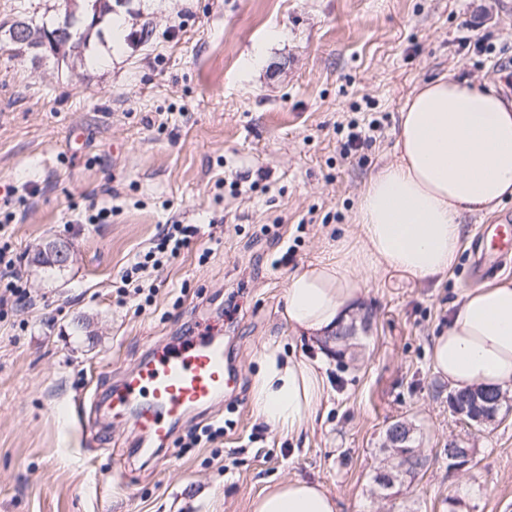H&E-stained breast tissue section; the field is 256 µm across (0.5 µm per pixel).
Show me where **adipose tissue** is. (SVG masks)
Returning a JSON list of instances; mask_svg holds the SVG:
<instances>
[{"label":"adipose tissue","instance_id":"1","mask_svg":"<svg viewBox=\"0 0 512 512\" xmlns=\"http://www.w3.org/2000/svg\"><path fill=\"white\" fill-rule=\"evenodd\" d=\"M512 199V100L492 84L441 76L423 83L400 114L394 158L362 188L359 234L336 260L293 273L285 314L295 333L330 342L349 321L363 274L442 281L463 245V219ZM253 386L256 416L294 434L315 417L325 393L321 363L265 350ZM432 363L451 390H512V282L466 291L433 339ZM252 512H338L319 484L289 481L263 490Z\"/></svg>","mask_w":512,"mask_h":512}]
</instances>
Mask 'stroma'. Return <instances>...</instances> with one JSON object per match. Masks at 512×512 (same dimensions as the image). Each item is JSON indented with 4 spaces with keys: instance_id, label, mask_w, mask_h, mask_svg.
Here are the masks:
<instances>
[{
    "instance_id": "obj_1",
    "label": "stroma",
    "mask_w": 512,
    "mask_h": 512,
    "mask_svg": "<svg viewBox=\"0 0 512 512\" xmlns=\"http://www.w3.org/2000/svg\"><path fill=\"white\" fill-rule=\"evenodd\" d=\"M114 13L121 52L93 40L71 70L0 43V192L17 190L10 244L29 286L0 307V512H251L293 480L322 484L339 512H512V400L468 427L431 361L477 286L470 250L440 282L368 278L353 316L370 322L355 355L329 360L305 430H272L252 405L265 345L317 358L286 319L287 280L356 238L358 195L392 160L407 99L444 75L512 99L495 68L512 51V0H124ZM374 118V139L342 156L349 122ZM94 202L110 223H73ZM173 221L200 232L152 274V299L119 296L121 272ZM49 239L69 244L66 266L35 262ZM231 303L236 391L190 411L170 450L134 454L130 422L94 405L71 415L195 313ZM394 420L414 425L428 464L411 487L381 490ZM198 424L224 433L185 447ZM452 443L473 449L467 466L449 468Z\"/></svg>"
}]
</instances>
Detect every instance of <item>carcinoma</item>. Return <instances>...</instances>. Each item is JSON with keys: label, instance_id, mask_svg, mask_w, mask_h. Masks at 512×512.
I'll return each mask as SVG.
<instances>
[{"label": "carcinoma", "instance_id": "obj_1", "mask_svg": "<svg viewBox=\"0 0 512 512\" xmlns=\"http://www.w3.org/2000/svg\"><path fill=\"white\" fill-rule=\"evenodd\" d=\"M24 18L12 23L4 36L15 42L16 30L24 34L22 45L50 54L69 66L89 46L99 26L112 15V0H64V10L55 19L39 13L33 0L21 6Z\"/></svg>", "mask_w": 512, "mask_h": 512}]
</instances>
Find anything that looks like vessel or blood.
<instances>
[{
    "instance_id": "1",
    "label": "vessel or blood",
    "mask_w": 512,
    "mask_h": 512,
    "mask_svg": "<svg viewBox=\"0 0 512 512\" xmlns=\"http://www.w3.org/2000/svg\"><path fill=\"white\" fill-rule=\"evenodd\" d=\"M475 248L479 274L499 272L512 257V225H484ZM233 382L223 341L202 334L172 349H153L112 388L106 403L112 416L133 422L141 441L165 447L175 423L189 410L212 405Z\"/></svg>"
}]
</instances>
